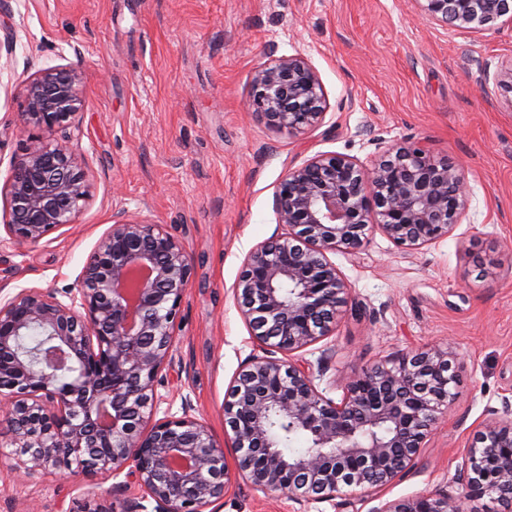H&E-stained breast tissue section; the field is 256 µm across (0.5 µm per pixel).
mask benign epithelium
<instances>
[{
	"instance_id": "obj_1",
	"label": "benign epithelium",
	"mask_w": 512,
	"mask_h": 512,
	"mask_svg": "<svg viewBox=\"0 0 512 512\" xmlns=\"http://www.w3.org/2000/svg\"><path fill=\"white\" fill-rule=\"evenodd\" d=\"M414 2L421 18L440 26L489 31L512 22V0ZM493 79L512 94V60ZM246 106L290 137L321 127L328 108L308 58L279 55L273 44L253 68ZM87 107L75 68L41 70L26 85L21 153L4 189L9 239L36 245L84 209L85 163L57 136L67 137ZM469 194L464 169L418 143L391 148L371 166L330 152L285 172L274 194L283 233L249 250L234 287L261 354L230 387L222 444L187 397L180 412L158 416L189 257L165 225L112 213L64 298L23 288L0 301V426L13 470L26 479L122 476L113 491L138 489L123 512H204L241 482L298 502L392 482L413 467L447 414L458 380L451 347L367 368L338 401L317 383L333 349H323L315 366L293 355L330 336L348 303L350 285L329 255L357 252L376 230L401 249L432 245L462 223ZM34 333L52 338L48 348L18 345ZM275 418L307 440V452L277 450ZM457 480L462 498L421 494L369 512H460L465 498L511 504V404L477 427Z\"/></svg>"
}]
</instances>
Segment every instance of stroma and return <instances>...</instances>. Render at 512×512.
<instances>
[{
  "mask_svg": "<svg viewBox=\"0 0 512 512\" xmlns=\"http://www.w3.org/2000/svg\"><path fill=\"white\" fill-rule=\"evenodd\" d=\"M0 189L20 150L29 78L47 67L80 71L89 102L73 148L90 199L76 224L39 245L0 240V298L22 288L75 287L118 209L168 225L192 276L159 391L190 397L224 440V401L259 349L233 287L253 246L279 232L273 202L285 170L328 152L364 163L387 146L421 142L461 164L470 187L454 233L417 251L380 233L333 254L350 285L326 345L329 397L380 361L429 345L458 354L448 413L413 468L382 500L446 492L478 423L512 402V95L493 74L512 59V25L483 32L422 20L414 0H0ZM305 55L328 101L325 122L297 138L243 106L268 45ZM82 484L26 481L0 467V512H72ZM366 494L296 503L234 486L205 512H369Z\"/></svg>",
  "mask_w": 512,
  "mask_h": 512,
  "instance_id": "35a3bbf8",
  "label": "stroma"
}]
</instances>
